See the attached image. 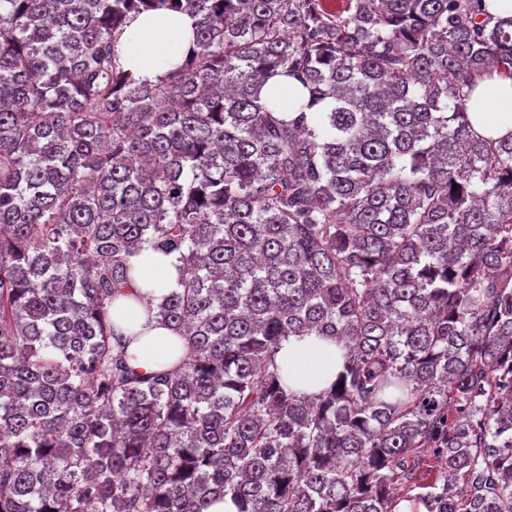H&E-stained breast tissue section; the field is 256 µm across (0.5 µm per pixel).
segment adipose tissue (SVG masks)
Returning <instances> with one entry per match:
<instances>
[{"mask_svg": "<svg viewBox=\"0 0 512 512\" xmlns=\"http://www.w3.org/2000/svg\"><path fill=\"white\" fill-rule=\"evenodd\" d=\"M193 37V20L171 13L157 19L130 16L115 49L124 68L140 82L154 83L183 61ZM468 117L478 136L496 141L512 135V78L495 73L479 80L468 103ZM131 293L117 297L109 316L117 332L128 336L126 358L140 372L174 367L188 352L182 332L149 316V303L176 287V259L146 248L130 257ZM344 358L335 340L315 335L282 340L274 363L292 390L311 395L330 386Z\"/></svg>", "mask_w": 512, "mask_h": 512, "instance_id": "obj_1", "label": "adipose tissue"}]
</instances>
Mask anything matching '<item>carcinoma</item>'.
I'll use <instances>...</instances> for the list:
<instances>
[{
    "instance_id": "obj_1",
    "label": "carcinoma",
    "mask_w": 512,
    "mask_h": 512,
    "mask_svg": "<svg viewBox=\"0 0 512 512\" xmlns=\"http://www.w3.org/2000/svg\"><path fill=\"white\" fill-rule=\"evenodd\" d=\"M482 2L0 0V512H393L428 458L426 512H512V136L467 108L512 17ZM164 9L194 40L137 82L116 33ZM146 246L190 349L153 374L108 312ZM312 334L345 362L301 395L271 356Z\"/></svg>"
}]
</instances>
